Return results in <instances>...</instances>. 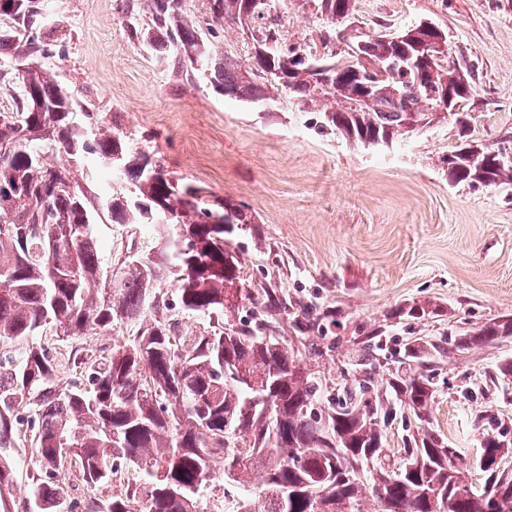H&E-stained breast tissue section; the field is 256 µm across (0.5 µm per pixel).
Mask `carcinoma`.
Here are the masks:
<instances>
[{"label":"carcinoma","mask_w":512,"mask_h":512,"mask_svg":"<svg viewBox=\"0 0 512 512\" xmlns=\"http://www.w3.org/2000/svg\"><path fill=\"white\" fill-rule=\"evenodd\" d=\"M327 22L322 42L329 68L307 72L282 43L279 15L246 17V0H207L195 15L185 0H125L130 42L161 50L214 76L228 97L250 104L282 96L310 108L335 101L322 128L362 145L380 144L452 121L467 112L434 107L448 94L468 103L474 74L449 61L448 35L434 26L439 48L430 55L406 40L416 25L356 35L338 18L353 20L354 0H297ZM261 20L258 28L251 23ZM249 32V63L226 51L216 58L203 38L214 23ZM41 0H0V53L19 63L15 110L0 112V499L13 484L10 449L22 443L34 474L37 512H74L67 488L53 479L77 466L81 480L111 485L128 468L136 477L86 512H204V493L221 465L236 490L232 512H362L370 497L380 512H512V455L507 432L486 434L475 456L484 484L462 479L457 451L426 427L434 396V358L444 351L498 348L512 341V320L489 322L445 348L422 337L401 344V368L377 388V353L386 330L361 327L350 339L361 354L343 395L325 394L321 380L301 367L306 343L321 333L329 311L275 288H241L242 259L224 235L250 224L243 207L209 197L195 183L173 180L156 152L131 148L107 131L99 112H87L73 91L32 61L47 52ZM364 43L380 78L338 43ZM84 112L97 135L87 141L73 115ZM506 147L464 140L443 157L454 183L512 185ZM120 156L127 185L101 195L93 172ZM100 210L114 224H152L156 250L128 251L106 274L103 246L93 233ZM224 216L216 224L213 216ZM176 286L183 313L208 319L201 332L170 314L163 286ZM248 299L258 312L226 327L215 319ZM287 324L301 348L278 336ZM132 328L99 350L91 336ZM408 413L401 456L385 447L397 413Z\"/></svg>","instance_id":"cac0c4a2"}]
</instances>
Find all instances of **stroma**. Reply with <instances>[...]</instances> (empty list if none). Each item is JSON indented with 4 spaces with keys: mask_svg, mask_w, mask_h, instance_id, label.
<instances>
[{
    "mask_svg": "<svg viewBox=\"0 0 512 512\" xmlns=\"http://www.w3.org/2000/svg\"><path fill=\"white\" fill-rule=\"evenodd\" d=\"M37 65L78 92L92 112L115 115L136 147L151 145L172 177L243 206L253 221L228 238L243 260L246 287L279 288L336 311L315 336L320 353L302 365L328 386L340 383L358 325L383 326L403 340H452L490 321L512 319V188L449 181L442 156L459 129L444 123L364 147L322 129V114L282 101L262 109L221 94L204 77L171 73L135 47L120 0H44ZM355 24L373 34L429 20L448 34L454 56L476 67L473 137L512 134V0H355ZM288 44L318 40L324 22L284 0ZM94 233L113 252L148 250L143 226L96 217ZM425 307L424 318L410 317ZM512 359L499 349L438 358L429 431L472 465L491 421L512 419V379L484 394L487 371Z\"/></svg>",
    "mask_w": 512,
    "mask_h": 512,
    "instance_id": "obj_1",
    "label": "stroma"
}]
</instances>
